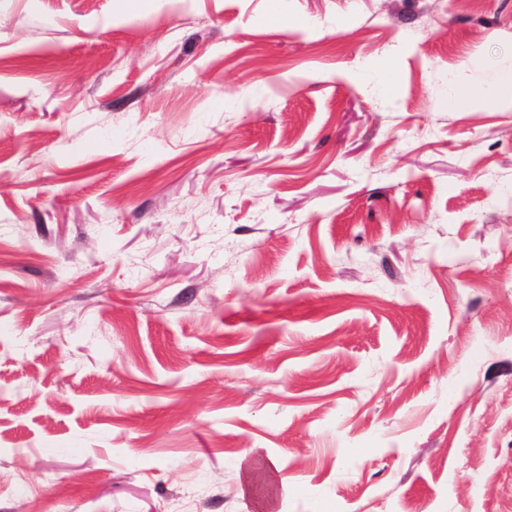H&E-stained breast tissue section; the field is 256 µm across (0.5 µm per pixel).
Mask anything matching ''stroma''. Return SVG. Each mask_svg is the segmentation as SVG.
<instances>
[{
	"label": "stroma",
	"instance_id": "1",
	"mask_svg": "<svg viewBox=\"0 0 512 512\" xmlns=\"http://www.w3.org/2000/svg\"><path fill=\"white\" fill-rule=\"evenodd\" d=\"M509 70L512 0H0V512H512ZM261 471L265 473L266 477L270 481V490L268 495L261 502L260 509L265 512H274L276 511L277 500L276 488L270 478L269 469L265 465H262L258 460L254 458L246 460L240 475V488L244 493L251 492L253 487L256 485V478L260 475Z\"/></svg>",
	"mask_w": 512,
	"mask_h": 512
}]
</instances>
